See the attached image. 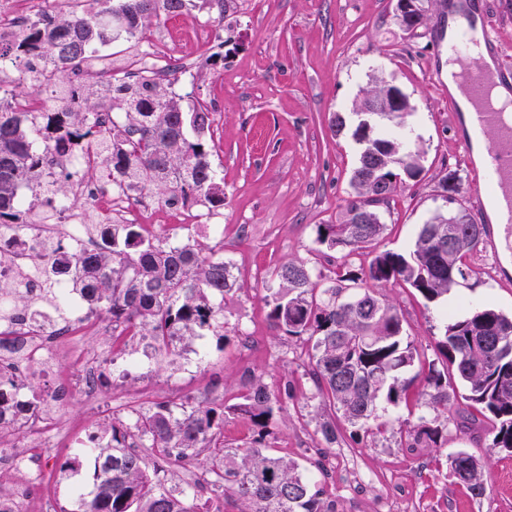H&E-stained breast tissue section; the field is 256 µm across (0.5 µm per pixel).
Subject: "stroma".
<instances>
[{"instance_id": "1", "label": "stroma", "mask_w": 512, "mask_h": 512, "mask_svg": "<svg viewBox=\"0 0 512 512\" xmlns=\"http://www.w3.org/2000/svg\"><path fill=\"white\" fill-rule=\"evenodd\" d=\"M423 8L424 20L413 32L399 26L396 0H227L221 14L206 0H193L180 16L151 24L154 33L172 25L182 30L180 49L192 66L176 74L171 90L185 111L209 110L206 139L224 185L223 206L210 211L212 223L224 227L223 238L199 227L190 242L223 256L235 285L217 319L221 334L156 348L148 369L134 377L113 374L97 400L72 387L61 409L77 425L74 442L54 449L43 464L41 492L55 512H76L75 486L92 490L93 466L77 460L76 445L103 424L130 420L161 400L230 407L243 402L257 379L281 398L283 409L264 433L227 415L225 447L258 445L269 456L295 461L306 474L321 464L327 472L318 484L321 498L335 502L338 512H373V489L395 512H512V455L489 449L491 421L469 430L458 426L466 410L461 386H448L444 406L430 404V387L419 406L387 407L382 416L389 424L380 432L336 419L307 375L312 340L276 328L265 300L272 272L291 261L305 263L323 281L335 278L343 252L322 254L316 227L338 223L355 195L351 176L361 146L352 133L364 98L385 82L410 102L402 150L420 154L423 170L414 187L400 186L381 208L382 237L360 250L355 265H368L382 250L412 249L420 225L449 209L439 182L451 167L472 221L487 224L488 234L466 256L475 271L472 287L452 289L438 302L402 283L384 288L420 356L415 371L446 369L437 348L446 326L443 308L489 303L512 313V250L480 204L484 174L458 141L459 108L446 84L429 78L440 69L448 42V7L424 0ZM215 22L223 25L215 50L224 63L218 67L201 51ZM337 115L346 128L336 136L330 123ZM200 342L207 346L206 360L186 368L184 353ZM422 416L448 431L437 446L409 447L407 432ZM329 418L336 421L332 445L319 429ZM458 450L482 464L484 495L468 494L449 468L448 457ZM70 459L75 469L60 472L59 463Z\"/></svg>"}]
</instances>
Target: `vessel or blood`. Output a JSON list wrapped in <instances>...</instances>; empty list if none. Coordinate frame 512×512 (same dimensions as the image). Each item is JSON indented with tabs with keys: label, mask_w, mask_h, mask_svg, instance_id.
I'll use <instances>...</instances> for the list:
<instances>
[{
	"label": "vessel or blood",
	"mask_w": 512,
	"mask_h": 512,
	"mask_svg": "<svg viewBox=\"0 0 512 512\" xmlns=\"http://www.w3.org/2000/svg\"><path fill=\"white\" fill-rule=\"evenodd\" d=\"M512 82V67L501 65L495 73H488L484 59H476L468 74V88L473 102L470 114L472 124L480 131L490 133L494 143L485 163L488 196H504L512 205V114L497 107L491 98L493 84Z\"/></svg>",
	"instance_id": "1"
}]
</instances>
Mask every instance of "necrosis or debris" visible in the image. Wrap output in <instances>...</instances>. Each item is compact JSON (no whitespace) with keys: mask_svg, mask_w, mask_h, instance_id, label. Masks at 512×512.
<instances>
[{"mask_svg":"<svg viewBox=\"0 0 512 512\" xmlns=\"http://www.w3.org/2000/svg\"><path fill=\"white\" fill-rule=\"evenodd\" d=\"M160 36L144 35L137 50L128 55L122 67L131 76L141 71H155L157 78H165L167 71L181 67L182 57L175 48L160 50ZM154 207L151 196L113 187L108 182H79L73 188L70 201L59 204L50 224H28L22 231L0 233V288L17 285L24 274L36 266L42 255H52V245L64 242L68 248L96 249L98 233L110 230L115 224L141 225L145 234H153V225L144 223L143 217ZM95 212L96 233L86 232L79 218L81 210ZM70 280L59 284L61 303L72 313L68 322L60 321L53 307L42 306L25 322L12 323L0 319V330L25 340L20 353L25 359L27 378L17 380L8 387V400L0 405V433L21 427L28 443L11 448L0 463L14 466L16 482L6 491L0 490V512H31L33 497L30 485L40 482L43 471L38 460L50 456L59 442L65 441L72 429L70 420L56 411L55 399L33 401L27 380L50 370L56 358L64 356L74 361L78 374L75 378L89 396L99 391L97 379L103 363L101 357L85 352L81 345L84 336L94 334L103 327L96 310L80 294L71 289Z\"/></svg>","mask_w":512,"mask_h":512,"instance_id":"necrosis-or-debris-1","label":"necrosis or debris"}]
</instances>
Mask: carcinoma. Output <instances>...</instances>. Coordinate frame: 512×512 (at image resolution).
Wrapping results in <instances>:
<instances>
[{
	"label": "carcinoma",
	"instance_id": "carcinoma-1",
	"mask_svg": "<svg viewBox=\"0 0 512 512\" xmlns=\"http://www.w3.org/2000/svg\"><path fill=\"white\" fill-rule=\"evenodd\" d=\"M94 6L70 7L62 13L43 12L14 40L0 42V59L17 67V84L54 80L52 104L62 109L49 148L66 153L80 141L96 143L104 160L96 166L68 171L64 182L45 178L36 151L41 126L30 112L0 108V230H19L14 203L18 189L35 190L37 208L48 220L55 203L68 199L74 183L106 179L115 187L146 192L169 206L201 202L224 205V186L216 181L205 136L210 131L208 109H182L169 91L170 80L114 78L107 85L69 84L70 71L82 61L93 63L102 49L131 39L160 21L188 8L192 0H92ZM112 103L124 120L101 128L95 115ZM354 137L363 145L353 171L355 196L340 224L317 226V241L351 256L380 237L384 224L377 207L389 204L397 184L415 181L421 157L399 155L398 143L387 136L366 134L359 126ZM443 197L456 208L437 214L420 227L414 249L403 254L378 252L357 270L345 262L330 283L313 278L303 263L290 262L273 271L279 288L267 297L270 319L290 336L314 340L311 374L317 395L351 424L376 418V400L385 396L394 406L409 400L410 383L402 374L419 355L402 334L396 308L380 292L389 283L403 282L428 301H436L475 271L464 261L482 241L487 225L475 224L459 199L454 171L441 181ZM79 293L112 316V332L133 330L167 342L175 336H202L214 328L224 296L234 286L224 257L206 254L186 244L174 246L141 234L137 224H114L112 236L91 253L74 256ZM67 265L39 271V296H52ZM372 283L366 288L364 284ZM36 305V296L21 289L0 296V315L23 313ZM437 347L446 360V373L428 368L424 386L438 390L459 379L463 398L493 422L488 448L512 451V316L491 305L451 314ZM24 369L18 360H0V385L13 383ZM281 400L262 383L251 385L244 402L230 412L266 431ZM224 408L185 406L159 401L135 413L132 423L102 427L97 447L80 450L93 463L94 490L83 499V512H224V500L240 504L238 512H336L320 499L317 482L299 465L264 454L262 448L229 450L220 446ZM442 429L419 417L408 432L409 447L438 443ZM153 452L154 472L178 463H199L205 482L172 490L145 469L134 441ZM455 477L473 496L485 491L482 465L461 451L450 462Z\"/></svg>",
	"mask_w": 512,
	"mask_h": 512
}]
</instances>
